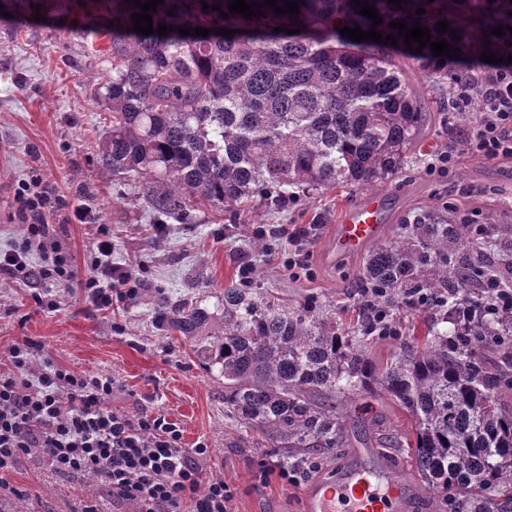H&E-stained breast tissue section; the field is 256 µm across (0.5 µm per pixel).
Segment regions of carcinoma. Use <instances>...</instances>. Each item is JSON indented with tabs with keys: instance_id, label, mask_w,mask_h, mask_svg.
<instances>
[{
	"instance_id": "cac0c4a2",
	"label": "carcinoma",
	"mask_w": 512,
	"mask_h": 512,
	"mask_svg": "<svg viewBox=\"0 0 512 512\" xmlns=\"http://www.w3.org/2000/svg\"><path fill=\"white\" fill-rule=\"evenodd\" d=\"M78 2L86 26L108 37L112 58L102 93L112 128L99 144V170L134 185L156 214L186 221L196 205L276 204L296 189L391 178L436 120L411 85L410 65L449 106L452 84L473 81L482 53L499 56L502 36L492 30L512 34V0H305L296 17L266 6L250 20L228 11L232 0H164L151 13L153 28L175 27L164 35L134 32L131 16L142 9L126 0H0L12 21L65 15ZM365 3L383 20L376 31L398 45L341 35L345 26L371 31L373 20L358 14ZM392 21L428 28L430 41L445 40L460 57L446 62L428 45L411 52ZM441 21L449 28L440 34ZM199 27L210 34L192 33ZM223 28L237 33L217 34ZM361 281L372 305L386 310L410 289L450 307L488 302L486 288L512 292V276L484 259L469 227L429 214L371 254ZM221 307L217 332L209 307L153 303L158 322L224 377V404L243 424L288 449L334 448L344 429L336 393L380 391L413 420L421 477L452 492L442 507L512 512V406L503 401L512 391V319L487 315L465 332L434 325L422 349L405 348L379 367L367 343L240 284L224 285ZM395 330L389 314L362 332L382 338Z\"/></svg>"
}]
</instances>
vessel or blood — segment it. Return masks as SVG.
<instances>
[{
	"mask_svg": "<svg viewBox=\"0 0 512 512\" xmlns=\"http://www.w3.org/2000/svg\"><path fill=\"white\" fill-rule=\"evenodd\" d=\"M383 200L368 195L348 206L330 237V251L341 256L363 251L384 233ZM304 512H404L402 483L389 471L353 465L335 480L303 492Z\"/></svg>",
	"mask_w": 512,
	"mask_h": 512,
	"instance_id": "1",
	"label": "vessel or blood"
}]
</instances>
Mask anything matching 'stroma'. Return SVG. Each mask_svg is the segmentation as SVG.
I'll return each instance as SVG.
<instances>
[{"mask_svg": "<svg viewBox=\"0 0 512 512\" xmlns=\"http://www.w3.org/2000/svg\"><path fill=\"white\" fill-rule=\"evenodd\" d=\"M107 45L75 16L0 22V251L24 234L23 225L11 218L14 185L37 174L66 201L49 222L77 274L86 272L96 225L106 224L112 266L137 272L144 290L107 311L80 289L56 286L51 309L0 278V358L11 345L34 340L55 364L111 377L109 408L134 418L165 416L180 426L185 447L203 442L211 448L203 470L235 487V512H303L304 487L337 477L356 463L359 448L369 449L406 482L411 512H438L440 495L420 481L411 449L394 445L395 439L412 438L413 422L379 393L337 395L336 409L346 418L342 443L303 449L306 465L299 468L297 483L283 484L274 472L259 481L261 463L286 460L285 449L226 411L223 377L188 343L158 326L152 301L164 297L215 306L225 284L240 280L249 265L255 294L276 297L291 310L312 306L339 331H353L362 323L353 289L369 254H328L327 240L340 213L366 195L384 196L383 247L397 241L401 225L425 213L447 224H491L495 233L484 251L505 265L512 262V160L489 161L467 150L466 125L445 111L401 170L383 183L299 191L275 206L252 200L232 211L203 207L189 223L164 221L166 236L159 240L154 226L161 221L133 185L99 171L97 143L111 120L100 99L112 74ZM443 152L453 154V164L444 174L429 173L428 164ZM76 205L91 210L94 224L68 223V209ZM309 224L319 230L306 243V269L289 271L293 247L287 240H266L261 249L254 245L258 227ZM399 314L398 337L370 345L378 365L423 338L434 321L424 312L403 308ZM8 481L13 492L0 498V512H82L89 496L99 500L103 512H133L129 504H113L102 480L90 485L82 475L58 476L35 456L22 459Z\"/></svg>", "mask_w": 512, "mask_h": 512, "instance_id": "1", "label": "stroma"}]
</instances>
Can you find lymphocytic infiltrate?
<instances>
[{
	"label": "lymphocytic infiltrate",
	"mask_w": 512,
	"mask_h": 512,
	"mask_svg": "<svg viewBox=\"0 0 512 512\" xmlns=\"http://www.w3.org/2000/svg\"><path fill=\"white\" fill-rule=\"evenodd\" d=\"M460 93L478 94L482 102V117L466 133L469 149L512 159V66L488 70ZM14 201L25 232L17 247L0 253V276L33 285L36 304L47 306L48 286L70 283L102 308L137 294L141 279L109 262L107 225H98L88 272L79 280L53 240L43 192L23 180ZM34 250L42 256L36 267L29 263ZM111 394V377L56 365L36 342L14 344L0 369V488L8 489L7 476L21 459L35 455L61 476L102 475L113 501L133 504L134 512H232L233 487L203 472L211 453L205 443L184 447L180 427L165 416L134 419L107 408Z\"/></svg>",
	"instance_id": "f902f5d3"
}]
</instances>
